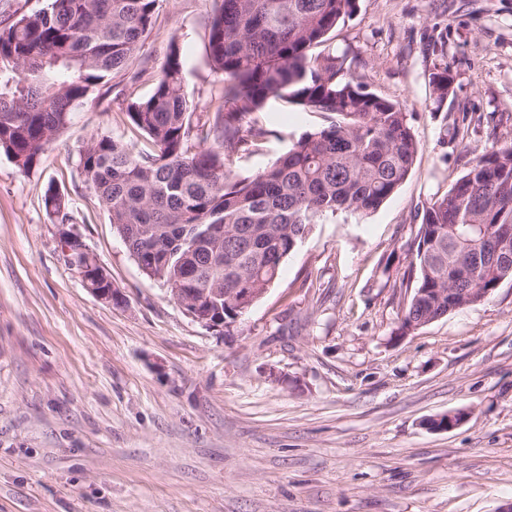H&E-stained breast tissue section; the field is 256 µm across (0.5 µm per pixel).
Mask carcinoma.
<instances>
[{
	"mask_svg": "<svg viewBox=\"0 0 512 512\" xmlns=\"http://www.w3.org/2000/svg\"><path fill=\"white\" fill-rule=\"evenodd\" d=\"M162 0H29L0 4V153L29 172L76 112L115 78L148 73L139 52ZM356 0H220L208 21L206 53L221 86L198 114L183 85L181 49L171 40L151 93L121 108L148 148L108 135L78 150L87 187L142 271L168 288H217L224 328L236 322L244 289L263 293L313 227L337 214L366 216L407 179L418 153L408 113L356 81L347 56L315 53ZM430 95L450 93V67L431 74ZM321 116L287 151L254 173L232 168L274 131L263 124L270 97ZM46 212L72 221L50 186ZM224 235L192 250L149 252L158 241L195 238V225ZM409 264L412 294L402 327L476 305L512 281V144L475 158L447 194L424 208Z\"/></svg>",
	"mask_w": 512,
	"mask_h": 512,
	"instance_id": "carcinoma-1",
	"label": "carcinoma"
}]
</instances>
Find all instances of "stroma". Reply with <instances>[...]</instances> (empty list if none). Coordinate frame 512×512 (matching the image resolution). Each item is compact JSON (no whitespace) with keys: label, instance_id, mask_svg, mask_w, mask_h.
Instances as JSON below:
<instances>
[{"label":"stroma","instance_id":"1","mask_svg":"<svg viewBox=\"0 0 512 512\" xmlns=\"http://www.w3.org/2000/svg\"><path fill=\"white\" fill-rule=\"evenodd\" d=\"M215 6L162 0L142 47L158 74L178 41L200 112L219 86L205 50ZM327 46L403 106L414 167L375 212L315 225L227 331L143 273L78 167L90 137L137 143L120 107L148 96L151 76L87 100L30 172L0 154V512H497L512 500V281L417 330L401 323L424 207L492 143H512V0H357ZM444 66L439 105L428 78ZM268 107L277 137L235 170L264 168L320 122ZM51 185L123 304L69 264ZM459 411L454 429H429ZM450 67L445 66L441 72L432 73L429 80L430 95L437 104H442L451 89Z\"/></svg>","mask_w":512,"mask_h":512}]
</instances>
